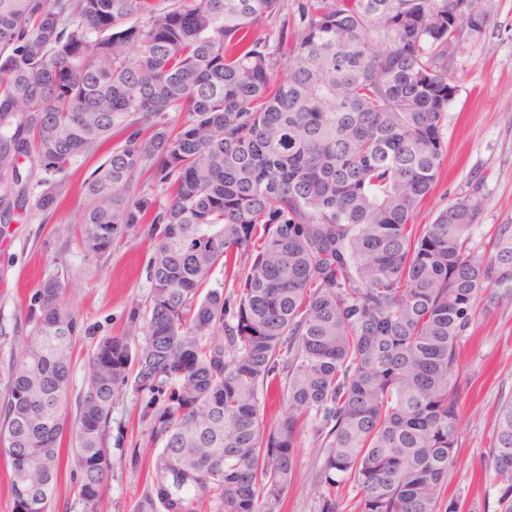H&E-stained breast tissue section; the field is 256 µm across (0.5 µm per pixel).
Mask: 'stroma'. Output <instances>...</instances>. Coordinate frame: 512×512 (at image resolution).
I'll return each instance as SVG.
<instances>
[{
  "instance_id": "obj_1",
  "label": "stroma",
  "mask_w": 512,
  "mask_h": 512,
  "mask_svg": "<svg viewBox=\"0 0 512 512\" xmlns=\"http://www.w3.org/2000/svg\"><path fill=\"white\" fill-rule=\"evenodd\" d=\"M483 8L488 21L481 33L466 39L448 59L455 92L442 128L440 175L413 216L414 223H431L440 208L466 190L472 176H484L486 200L473 234L479 245L489 242L496 225L512 223V0H483ZM108 152L104 146L72 162L54 213L33 209L0 224V327L8 332L0 337V388L10 359L25 346L39 313L37 291L44 278L64 277L62 300L78 317L70 386L74 402L86 389L88 352L101 338L126 331L131 310L148 301L153 254L148 225H134L102 255L85 251L82 244L87 206L82 183ZM460 375L467 388L448 493L459 496L465 512H497L500 487L485 468L499 409L512 400V306L479 318L462 344ZM144 439L138 396L123 390L112 406L107 436L112 471L101 512H132L145 491L150 458H142L136 469L128 462L135 444ZM323 455L311 433L300 435L297 472L283 512H319L316 481Z\"/></svg>"
}]
</instances>
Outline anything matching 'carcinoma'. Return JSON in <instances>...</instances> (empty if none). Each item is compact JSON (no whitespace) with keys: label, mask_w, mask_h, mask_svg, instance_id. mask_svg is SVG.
Returning a JSON list of instances; mask_svg holds the SVG:
<instances>
[{"label":"carcinoma","mask_w":512,"mask_h":512,"mask_svg":"<svg viewBox=\"0 0 512 512\" xmlns=\"http://www.w3.org/2000/svg\"><path fill=\"white\" fill-rule=\"evenodd\" d=\"M457 0H0V223L53 213L54 179L127 132L83 184L86 249L151 225L148 305L88 353L67 415L75 314L58 276L6 369L12 512H50L62 469L98 512L112 404L156 450L134 512H282L300 429L320 512H460V346L512 305V224L472 246L484 177L411 223L444 151ZM43 176H37V173ZM224 265L232 289L211 288ZM287 406L265 419L271 391ZM71 448H62L64 438ZM512 512V401L488 457Z\"/></svg>","instance_id":"cac0c4a2"}]
</instances>
